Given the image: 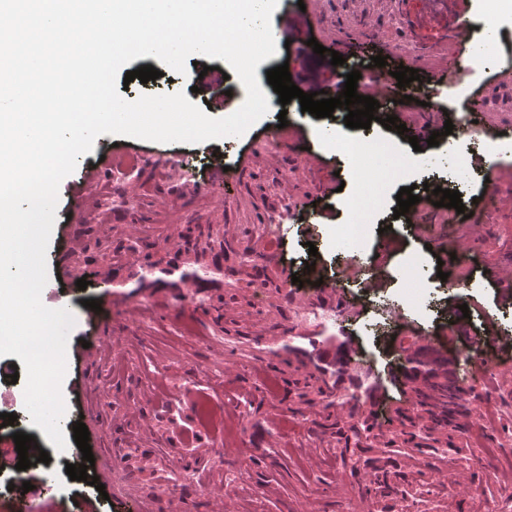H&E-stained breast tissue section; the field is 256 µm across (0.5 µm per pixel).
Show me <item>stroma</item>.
<instances>
[{"mask_svg": "<svg viewBox=\"0 0 512 512\" xmlns=\"http://www.w3.org/2000/svg\"><path fill=\"white\" fill-rule=\"evenodd\" d=\"M326 13L307 32L292 34L289 47L261 62L257 70L285 64L292 78L313 75L335 84L342 66L314 53L308 38L332 47L336 39L357 42L362 29L380 38L371 56L387 55L406 41V27L395 16L393 0H365L355 15L353 0H327ZM408 15L424 41L433 44L419 65L428 76L448 64L441 22L428 19L424 0H405ZM151 65L159 70L156 91L185 92L187 99L222 118L237 111L240 82L220 58L197 56L185 74L165 69L153 56L128 63V70ZM219 68L221 86L197 78L199 68ZM377 119L363 130L380 158L379 175L391 193L448 178L443 147H423L437 157L435 167H414L398 178L388 148L412 154L406 136ZM319 120L308 115L280 126L276 110L243 135L199 144L159 143L104 134L91 153L60 184L56 220L47 251L49 281L41 300L48 308L66 302L78 318L67 346L62 392L67 403L65 436L84 422L104 491L57 471L36 504L51 512H498L512 495V458L488 457L483 441L512 451V368L502 369L493 387L502 412L484 425V383L474 378L463 390L466 413L451 425L432 428L431 450L389 452L386 444L403 425L431 427L412 390L406 362L407 339L419 336L458 369L466 343L461 330L489 338L486 356L512 357V343L499 339L512 330V289L496 270L512 262V207L499 208L490 224L440 228L431 236L424 225L394 222L382 211L362 225V246L337 250L336 225L350 223L347 204L358 186L349 159L335 144L314 138ZM143 153L148 160L124 179L110 165L117 153ZM100 172L96 182L85 181ZM225 172L230 189L211 185ZM512 188V152L492 166H479L461 188L465 202L484 204L493 187ZM285 218L277 251L256 237L272 216ZM198 224L223 238L224 253L185 252L182 236ZM466 245L475 262L467 288H438V310L402 296L404 271L437 273L442 236ZM317 255H310V247ZM373 256L378 277L360 275L355 262ZM192 270L206 266L203 281L184 292L163 284L139 287L145 262ZM300 284H293V277ZM87 279L78 289V279ZM263 293V308L254 297ZM398 302L390 335L374 339L367 299ZM96 300L99 310L85 307ZM330 313V320H304L305 309ZM195 325L198 342L176 335L180 322ZM351 361L324 387L320 370L332 367L338 352ZM277 380V395L265 394L262 377ZM207 400L215 422L199 419L197 404ZM300 423L288 432L286 417ZM354 423L369 432L373 446L358 465L344 462L339 426ZM406 483L407 498L384 496L385 486Z\"/></svg>", "mask_w": 512, "mask_h": 512, "instance_id": "35a3bbf8", "label": "stroma"}]
</instances>
